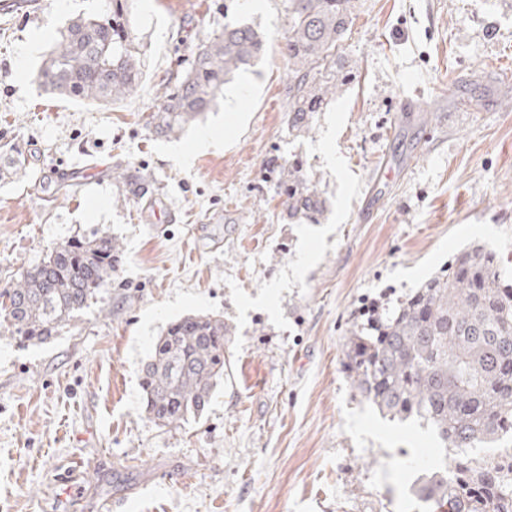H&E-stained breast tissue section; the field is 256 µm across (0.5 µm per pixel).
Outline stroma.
I'll return each instance as SVG.
<instances>
[{
  "label": "stroma",
  "mask_w": 512,
  "mask_h": 512,
  "mask_svg": "<svg viewBox=\"0 0 512 512\" xmlns=\"http://www.w3.org/2000/svg\"><path fill=\"white\" fill-rule=\"evenodd\" d=\"M107 0L0 13V287L55 244L121 247L112 285L58 336L0 326V512H428L411 492L440 454L353 388L345 338L484 243L512 277V10L501 0H354L351 66L309 134L289 132L286 0H134L145 74L111 105L45 93L37 73L75 15ZM268 36L264 58L178 136L148 126L161 88L225 17ZM215 146L199 147L200 133ZM301 160L328 212L284 220L271 160ZM135 167L149 194L120 200ZM222 316L230 362L204 413L160 426L140 369L187 314ZM0 174L4 172L14 175L25 174L31 165V154L20 146H0Z\"/></svg>",
  "instance_id": "obj_1"
}]
</instances>
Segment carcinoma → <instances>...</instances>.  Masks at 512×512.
Instances as JSON below:
<instances>
[{
    "mask_svg": "<svg viewBox=\"0 0 512 512\" xmlns=\"http://www.w3.org/2000/svg\"><path fill=\"white\" fill-rule=\"evenodd\" d=\"M353 0H286L288 129L310 132L314 114L336 96L347 73L340 43ZM133 0H108L104 14L76 16L53 42L39 72L45 91L109 104L142 78L131 24ZM266 37L244 21L196 45L188 68L162 87L152 132L170 138L210 111L224 86L262 58ZM31 155L0 147V174L19 175ZM277 189L290 221L320 223L326 200L313 173L298 162L278 165ZM120 197L140 198L139 170L113 173ZM120 247L110 236L56 244L42 261L0 289V318L20 341L50 339L112 283ZM230 328L213 315L187 314L153 343L140 370L143 410L161 426L204 412L224 381V340ZM345 368L354 388L383 416L430 429L443 451L412 485L431 512H512V284L502 260L473 243L448 269L396 300L375 306L349 330Z\"/></svg>",
    "mask_w": 512,
    "mask_h": 512,
    "instance_id": "cac0c4a2",
    "label": "carcinoma"
}]
</instances>
